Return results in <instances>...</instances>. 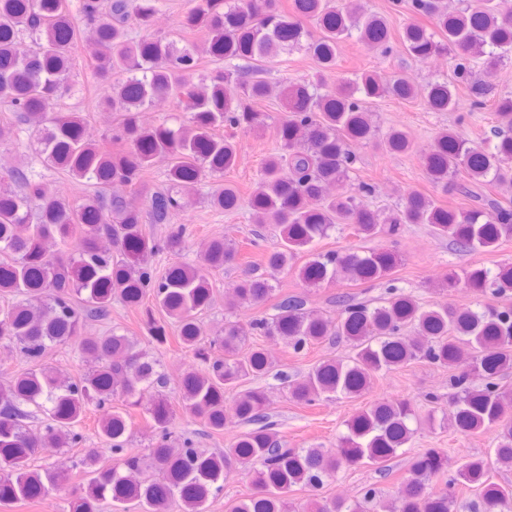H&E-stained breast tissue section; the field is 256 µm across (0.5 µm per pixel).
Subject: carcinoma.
Returning a JSON list of instances; mask_svg holds the SVG:
<instances>
[{
  "instance_id": "1",
  "label": "carcinoma",
  "mask_w": 512,
  "mask_h": 512,
  "mask_svg": "<svg viewBox=\"0 0 512 512\" xmlns=\"http://www.w3.org/2000/svg\"><path fill=\"white\" fill-rule=\"evenodd\" d=\"M163 0H0V103L20 113L42 161L67 173L77 185L99 192L74 203L47 182H32L16 166L10 180L0 179V344L27 365L0 383V504L38 498L69 488V512H206L233 473L250 474L253 492L233 512H371L376 492L346 501L321 493L340 470L373 467L389 473V462L404 454L414 435L412 424H433L437 413L451 417L464 436L490 432L493 448L462 462L447 477L448 456L426 448L408 457L400 490L383 512H455L457 488L476 496L480 512H512V485L493 480L492 471L512 467V392L501 385L512 369V263L495 273L472 267L451 273L445 287L458 285L496 299L477 308L446 300L425 304L412 293L393 292L376 305L352 296L332 320L306 309L302 294L285 295L276 313L247 322L226 319L224 330L210 334L200 316L213 300L210 275L236 261L234 242L207 241L198 264H178L155 274L151 258L159 247L148 224H166L184 209V195L206 175L216 177L209 204L224 212L247 202L253 222L270 227L277 246L266 252L265 273H249L226 297L229 313L258 307L275 291V274L297 266L308 286L343 279L352 285L387 279L401 263L394 237L404 224H427L434 235L460 251L495 248L512 240V207L486 194L490 186L512 193V94L495 105V141L483 146L460 127L442 130L424 154L425 174L435 188L454 193L470 206L444 205L423 193H411L394 209L372 208L358 193L331 188L351 179L354 141L382 135L383 149L407 154L415 144L402 128L380 132L372 105L384 98L422 97L434 112L462 108L459 84L414 85L402 74L381 77L364 70L325 91L336 69L337 51L353 34L368 49L401 50L424 63L439 52L451 55L454 74L468 71L469 57L488 67L512 60V0H393L410 15L399 35L387 19L368 13L360 0H190L179 26L184 37L147 35ZM427 22H421V19ZM319 30L310 34L305 23ZM144 32L130 35L131 26ZM206 33L204 47L187 36ZM29 38L31 45L23 43ZM81 42L93 59L96 77L112 83L99 107L120 114L112 132L115 147L87 137L76 112L55 109L68 91L70 48ZM305 51L315 62L312 79L285 83L277 98L283 117L277 125L280 148L264 161L257 187L243 197L223 180L237 161L238 142L219 133L229 126L255 129L257 105L272 87L265 74L283 53ZM224 66L199 75L200 54ZM158 98L167 99L184 120L146 126L141 114ZM161 160L168 162L167 185L147 197L146 208L119 197L106 198L108 185L138 187ZM339 224L360 239H388L370 250L318 252L315 243ZM184 225L170 228L164 249L181 252ZM46 240L58 245L53 253ZM302 265H296L298 259ZM139 307L155 349L171 339L199 362L182 374L177 394L160 361L137 347L130 336L111 331L85 336L88 321L105 319L115 300ZM254 336L278 340L300 352L311 345L344 340L352 348L346 360L324 359L301 378L289 381V399L311 405L322 399L356 401L377 377L414 360L453 371L455 392L448 409L439 399L421 415L406 398L364 403L344 422L334 448H290L268 422L267 394L259 380L271 369ZM71 345L89 362L77 378L63 379L46 359L56 346ZM476 372L482 383H471ZM104 411L98 441L70 466L34 469L31 461L48 447L73 448L82 440L78 426L90 408ZM141 410L154 434L145 456L127 451L131 411ZM222 434L240 425L254 428L234 435L222 449L198 447L189 436L172 439L177 413ZM112 464H99L103 454ZM82 470L73 485L72 471ZM308 492L296 502L294 492Z\"/></svg>"
}]
</instances>
